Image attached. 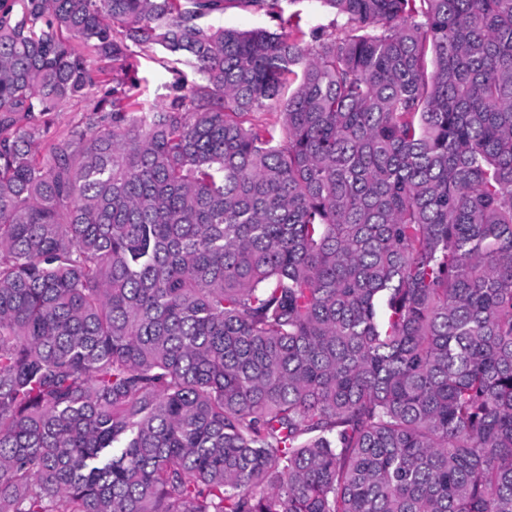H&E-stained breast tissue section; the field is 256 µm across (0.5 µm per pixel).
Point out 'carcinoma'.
I'll return each instance as SVG.
<instances>
[{
    "instance_id": "obj_1",
    "label": "carcinoma",
    "mask_w": 512,
    "mask_h": 512,
    "mask_svg": "<svg viewBox=\"0 0 512 512\" xmlns=\"http://www.w3.org/2000/svg\"><path fill=\"white\" fill-rule=\"evenodd\" d=\"M317 2L0 0V512H512V0ZM281 14L283 19L289 15L300 12L301 25L307 32L306 40L310 41L309 34L312 31L331 30L335 14L327 8L319 6L315 2L281 0ZM205 24L214 27L224 26V28H233L238 30H252L256 28H265L271 32H281L283 25L280 20L270 18L264 13H250L236 8L224 10L223 14H216L206 18ZM157 56H160L157 53ZM156 55L146 53L140 60L138 77L140 79L141 99H144L147 105L160 104L168 101L169 96L173 94L170 86V75L162 68L153 57ZM85 102L72 103L67 105L63 112H51L44 116L43 120L48 127L46 138L47 141L54 139L71 126L82 121L85 109Z\"/></svg>"
}]
</instances>
